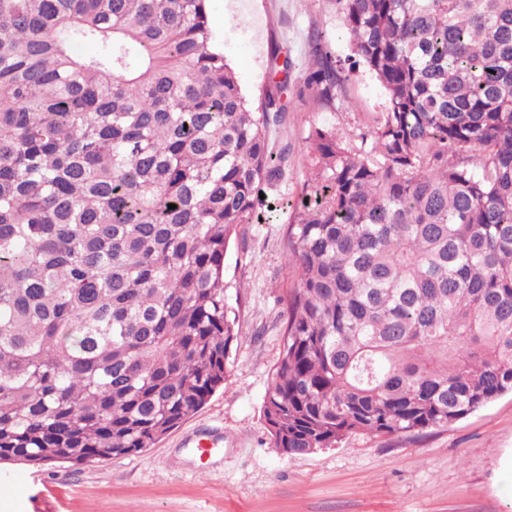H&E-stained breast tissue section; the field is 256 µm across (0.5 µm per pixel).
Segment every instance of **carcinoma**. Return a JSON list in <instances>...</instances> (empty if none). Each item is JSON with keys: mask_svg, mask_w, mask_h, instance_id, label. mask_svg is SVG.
<instances>
[{"mask_svg": "<svg viewBox=\"0 0 512 512\" xmlns=\"http://www.w3.org/2000/svg\"><path fill=\"white\" fill-rule=\"evenodd\" d=\"M205 2L0 0V463L133 455L196 413L242 336L232 237L280 214V453L512 392V0H334L352 54L313 31L296 97L334 108L363 66L385 103L309 130L291 198V62L252 104Z\"/></svg>", "mask_w": 512, "mask_h": 512, "instance_id": "obj_1", "label": "carcinoma"}]
</instances>
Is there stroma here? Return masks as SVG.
Wrapping results in <instances>:
<instances>
[{
    "label": "stroma",
    "instance_id": "obj_1",
    "mask_svg": "<svg viewBox=\"0 0 512 512\" xmlns=\"http://www.w3.org/2000/svg\"><path fill=\"white\" fill-rule=\"evenodd\" d=\"M209 24L248 99L270 80L269 49L279 43L291 62V84L310 63L308 35L326 31L336 57L350 53L334 0H207ZM345 94L356 108L293 101L272 139L288 149L279 190L296 195L310 160L309 128L338 135L366 130L384 91L358 69ZM285 221L245 224L225 257V278L238 286L243 336L230 370L206 404L143 452L103 462L40 467L0 464V512H512V394L427 434L354 433L338 447L305 456L272 446L264 416L279 358L280 297L294 274L284 251ZM220 442L200 461L190 438Z\"/></svg>",
    "mask_w": 512,
    "mask_h": 512
}]
</instances>
